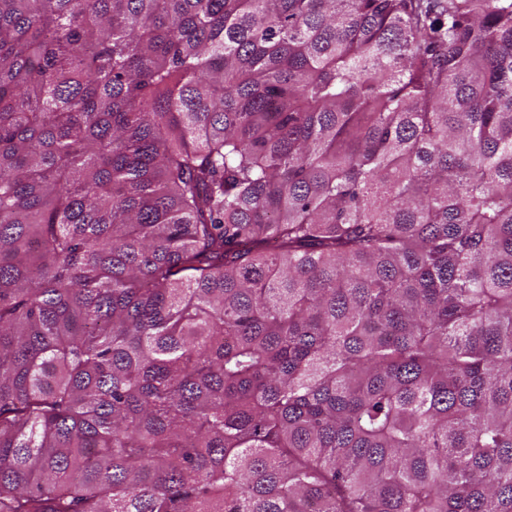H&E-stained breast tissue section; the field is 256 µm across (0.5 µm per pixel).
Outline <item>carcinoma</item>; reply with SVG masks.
<instances>
[{"mask_svg": "<svg viewBox=\"0 0 512 512\" xmlns=\"http://www.w3.org/2000/svg\"><path fill=\"white\" fill-rule=\"evenodd\" d=\"M0 512H512V0H0Z\"/></svg>", "mask_w": 512, "mask_h": 512, "instance_id": "1", "label": "carcinoma"}]
</instances>
